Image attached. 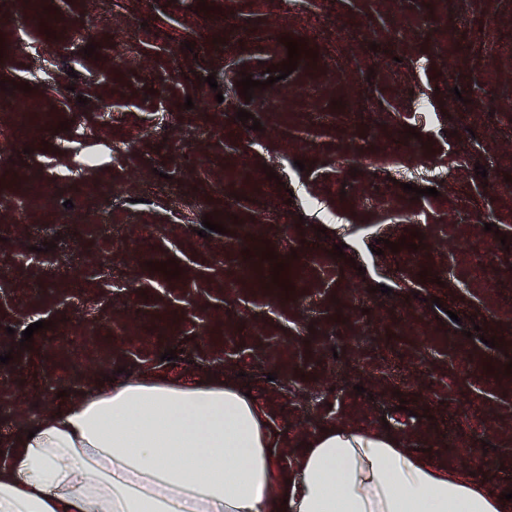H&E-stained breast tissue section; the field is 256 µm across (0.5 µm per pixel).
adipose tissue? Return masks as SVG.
<instances>
[{"instance_id": "1", "label": "adipose tissue", "mask_w": 512, "mask_h": 512, "mask_svg": "<svg viewBox=\"0 0 512 512\" xmlns=\"http://www.w3.org/2000/svg\"><path fill=\"white\" fill-rule=\"evenodd\" d=\"M274 440L235 383L147 370L83 388L13 436L0 512H512L387 432L321 426L289 471Z\"/></svg>"}]
</instances>
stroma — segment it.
<instances>
[{"label":"stroma","instance_id":"stroma-1","mask_svg":"<svg viewBox=\"0 0 512 512\" xmlns=\"http://www.w3.org/2000/svg\"><path fill=\"white\" fill-rule=\"evenodd\" d=\"M41 8L53 26L0 0V440L60 391L152 369L249 387L288 458L325 424L385 429L512 490V380L484 369L512 362V0ZM289 37L317 58L268 83ZM28 103L54 117L35 138L14 120ZM318 205L339 218L322 236ZM206 217L224 233L199 236ZM257 248L300 284L253 288Z\"/></svg>","mask_w":512,"mask_h":512}]
</instances>
